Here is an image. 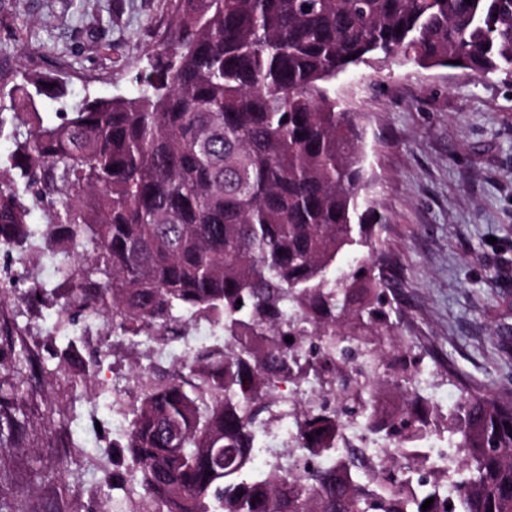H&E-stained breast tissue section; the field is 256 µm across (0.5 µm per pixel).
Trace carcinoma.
Returning <instances> with one entry per match:
<instances>
[{"label":"carcinoma","mask_w":512,"mask_h":512,"mask_svg":"<svg viewBox=\"0 0 512 512\" xmlns=\"http://www.w3.org/2000/svg\"><path fill=\"white\" fill-rule=\"evenodd\" d=\"M174 11L176 40L147 50L128 97L46 120L25 110L55 95L56 79L14 85L13 148L0 161V246L25 236L37 207L50 247L82 248L66 295L39 289L47 307L64 297L72 323L104 319L114 354L177 340L199 317L224 326V344L146 376L121 411L115 447L132 468L112 489L140 488L130 512H512V391L465 388L448 410L461 455L451 498L438 477L407 491L403 448L378 469L339 448L355 413L373 423L385 398L384 436L430 428L419 361L385 309L392 278L365 262L331 275L346 248L381 250L387 218L365 194L357 113L322 87L370 57L512 74V0H175ZM15 301L0 285V473L39 429L68 421L103 363L69 336L29 388ZM314 340L336 344V407L300 409L302 468L254 474L275 383L294 381L303 347L325 363Z\"/></svg>","instance_id":"carcinoma-1"}]
</instances>
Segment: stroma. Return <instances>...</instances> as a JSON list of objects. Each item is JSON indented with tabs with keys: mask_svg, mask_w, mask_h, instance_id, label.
Returning <instances> with one entry per match:
<instances>
[{
	"mask_svg": "<svg viewBox=\"0 0 512 512\" xmlns=\"http://www.w3.org/2000/svg\"><path fill=\"white\" fill-rule=\"evenodd\" d=\"M174 37L171 0H0V118L13 119V85L39 72L65 88L60 98L36 96L41 113L130 95L148 46ZM328 92L360 116L370 191L387 218L383 255L345 249L337 274L361 259L395 266L390 320L415 344L436 416L459 404L466 384L512 391V76L391 59L351 68ZM183 358L177 342L117 354L113 368L127 381L114 404L86 396L69 425L13 455V496L38 512H111L121 492L71 446L111 454L119 428L109 409L133 401L132 361L168 370Z\"/></svg>",
	"mask_w": 512,
	"mask_h": 512,
	"instance_id": "1",
	"label": "stroma"
}]
</instances>
